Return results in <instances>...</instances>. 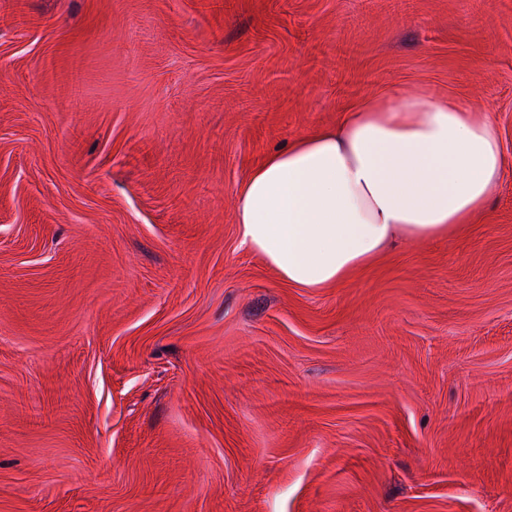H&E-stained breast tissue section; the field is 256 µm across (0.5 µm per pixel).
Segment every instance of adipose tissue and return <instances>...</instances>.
Segmentation results:
<instances>
[{
	"mask_svg": "<svg viewBox=\"0 0 512 512\" xmlns=\"http://www.w3.org/2000/svg\"><path fill=\"white\" fill-rule=\"evenodd\" d=\"M502 176L498 132L469 101L390 92L270 153L237 191L239 243L288 284L326 288L397 238L468 223Z\"/></svg>",
	"mask_w": 512,
	"mask_h": 512,
	"instance_id": "ef3b65f1",
	"label": "adipose tissue"
}]
</instances>
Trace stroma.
<instances>
[{"instance_id": "obj_1", "label": "stroma", "mask_w": 512, "mask_h": 512, "mask_svg": "<svg viewBox=\"0 0 512 512\" xmlns=\"http://www.w3.org/2000/svg\"><path fill=\"white\" fill-rule=\"evenodd\" d=\"M390 90L487 210L289 285L238 188ZM0 512H512V0H0Z\"/></svg>"}]
</instances>
